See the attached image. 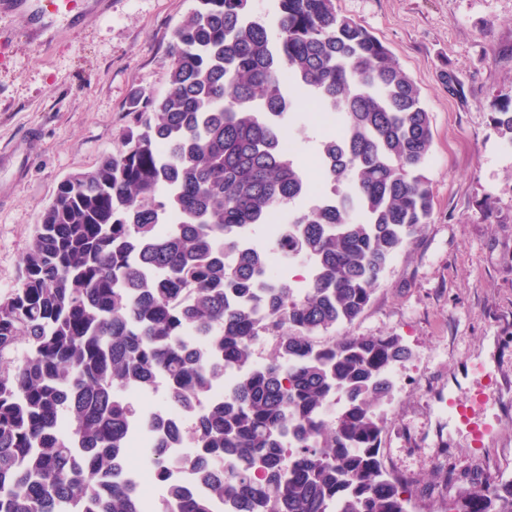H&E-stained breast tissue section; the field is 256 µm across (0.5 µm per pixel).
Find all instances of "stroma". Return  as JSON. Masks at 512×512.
<instances>
[{"mask_svg": "<svg viewBox=\"0 0 512 512\" xmlns=\"http://www.w3.org/2000/svg\"><path fill=\"white\" fill-rule=\"evenodd\" d=\"M195 0H98L49 41L25 16L0 19V296L17 288L35 226L69 175L118 154L135 94L168 89L174 30ZM411 75L430 114L425 174L433 210L395 254L353 323L319 336H399L408 360L391 370L381 459L408 479L412 512H446L458 495L512 480V144L492 122L512 103V0H336ZM464 83L450 97L445 71ZM297 165L316 174L329 131L320 109L295 101ZM491 371L493 432L481 455L449 422V395Z\"/></svg>", "mask_w": 512, "mask_h": 512, "instance_id": "stroma-1", "label": "stroma"}]
</instances>
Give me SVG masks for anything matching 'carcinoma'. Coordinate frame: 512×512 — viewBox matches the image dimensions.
Masks as SVG:
<instances>
[{
    "label": "carcinoma",
    "instance_id": "carcinoma-1",
    "mask_svg": "<svg viewBox=\"0 0 512 512\" xmlns=\"http://www.w3.org/2000/svg\"><path fill=\"white\" fill-rule=\"evenodd\" d=\"M173 32L168 91L137 96L123 151L64 179L0 297V512H169L122 474L141 412L162 391L147 464L181 512H409V483L377 454V401L400 337H314L355 320L391 258L426 223L433 143L420 88L335 0H196ZM450 96L457 75H441ZM338 122L322 140L330 195L309 208L291 158L292 93ZM512 142V106L492 116ZM283 216L301 284L266 277L249 234ZM207 341L199 350L187 333ZM276 355L253 359L260 336ZM235 371L223 394L224 371ZM345 399L337 409L334 399ZM187 448L173 458L172 444ZM205 485L183 496L173 470ZM448 512H512V481Z\"/></svg>",
    "mask_w": 512,
    "mask_h": 512
}]
</instances>
